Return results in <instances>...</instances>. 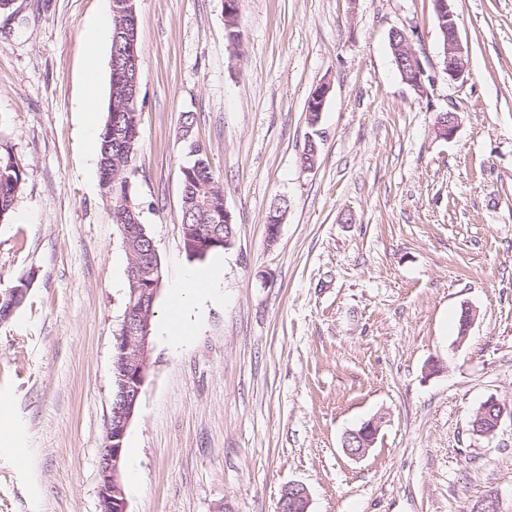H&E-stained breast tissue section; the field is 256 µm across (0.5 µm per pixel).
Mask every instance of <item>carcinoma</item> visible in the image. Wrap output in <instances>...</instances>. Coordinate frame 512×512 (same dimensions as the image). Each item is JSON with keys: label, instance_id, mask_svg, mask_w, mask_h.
I'll return each mask as SVG.
<instances>
[{"label": "carcinoma", "instance_id": "1", "mask_svg": "<svg viewBox=\"0 0 512 512\" xmlns=\"http://www.w3.org/2000/svg\"><path fill=\"white\" fill-rule=\"evenodd\" d=\"M132 94L131 78L110 69V96L106 118L99 133V183L119 227L141 223L139 204L131 190L136 157L140 149V107L127 106ZM193 161L182 175L181 226L183 236L194 240L224 237V189L208 153L188 141ZM25 182V173L11 149L0 147V223L8 220L13 202ZM131 253L139 256L149 284L161 287L159 255L152 252V238H132Z\"/></svg>", "mask_w": 512, "mask_h": 512}]
</instances>
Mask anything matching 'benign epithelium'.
Listing matches in <instances>:
<instances>
[{"label":"benign epithelium","mask_w":512,"mask_h":512,"mask_svg":"<svg viewBox=\"0 0 512 512\" xmlns=\"http://www.w3.org/2000/svg\"><path fill=\"white\" fill-rule=\"evenodd\" d=\"M452 2L433 0L443 36L441 73L449 83L463 84L469 75L468 46L461 39L458 16ZM390 45L404 83L418 93H424V66L408 33L403 29H392ZM329 91L327 82L320 83L312 91L306 109L310 124L318 122ZM458 122V113L450 111L438 117L434 129L440 137L448 139L456 132ZM128 275L131 302L124 315L122 329L117 334L115 395L99 459L100 512H128L121 481L124 440L138 410L146 379L151 352V315L159 294V289L145 287L141 261L134 256L130 260ZM506 416L512 418V404L490 398L471 419V431L478 436H491ZM378 431L379 421L369 420L345 437L343 448L352 457H362L375 444ZM290 500L299 507V512H308V493L303 485L293 483L283 488L279 512L288 510Z\"/></svg>","instance_id":"7a95c632"}]
</instances>
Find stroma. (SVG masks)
<instances>
[{
	"label": "stroma",
	"instance_id": "stroma-1",
	"mask_svg": "<svg viewBox=\"0 0 512 512\" xmlns=\"http://www.w3.org/2000/svg\"><path fill=\"white\" fill-rule=\"evenodd\" d=\"M470 76L449 84L431 0H139L141 148L132 191L163 266L152 350L122 467L128 512H512V0H454ZM101 26L96 88L89 23ZM406 30L429 80L405 84ZM110 0H13L0 12V136L26 174L0 223V512H100L99 456L125 309L126 245L86 131L109 97ZM331 90L317 124L316 85ZM459 115L453 138L437 113ZM224 186L233 244L190 259L181 231L185 116ZM315 139L313 170L299 153ZM287 203L276 241L273 207ZM220 268L221 298L190 337L162 332L189 270ZM477 318L458 337L464 306ZM438 371H431V364ZM381 417L361 458L343 441ZM390 45L393 48V50L391 48V53L394 64L397 71L399 69L398 73L400 72L402 80L423 95L425 91V70L412 39L405 30L395 28L390 33ZM505 415L512 420V404L507 405L495 398H489L477 410L470 422L473 434L488 437L499 428ZM288 499L294 501V503L299 507V512H308V493L302 484L293 483L283 488L281 500L279 502L280 512H288Z\"/></svg>",
	"mask_w": 512,
	"mask_h": 512
}]
</instances>
